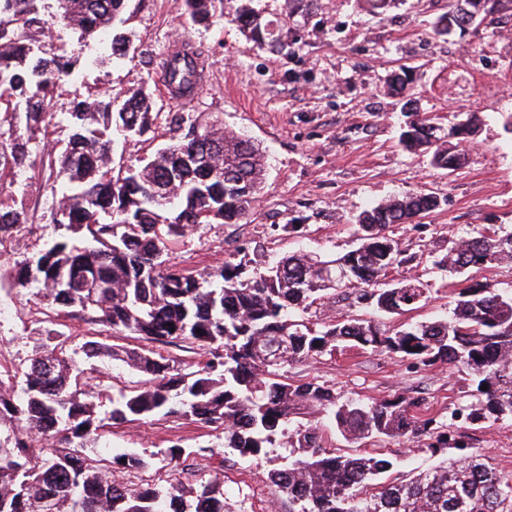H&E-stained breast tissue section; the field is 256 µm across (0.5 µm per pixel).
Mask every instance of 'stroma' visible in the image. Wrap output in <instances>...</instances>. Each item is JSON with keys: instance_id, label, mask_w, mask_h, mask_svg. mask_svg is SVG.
I'll return each mask as SVG.
<instances>
[{"instance_id": "1", "label": "stroma", "mask_w": 512, "mask_h": 512, "mask_svg": "<svg viewBox=\"0 0 512 512\" xmlns=\"http://www.w3.org/2000/svg\"><path fill=\"white\" fill-rule=\"evenodd\" d=\"M273 34L257 44L235 22L240 0H224L212 26L191 23L174 0H129L122 29L134 46L126 58L99 62L98 41H80L53 22L55 0L39 8L51 18L44 41L78 59L76 79L59 81L54 110L64 114L74 101L104 93L123 97L140 90L155 100V137L146 142H116L113 159L124 166L151 156L172 136L170 117L189 123H223L258 143L267 155L269 176L262 200L248 221L204 224L176 238L171 258L181 267L207 273L226 260L256 263L304 250L336 257L357 244L353 214L391 196L433 193L441 207L410 224L393 226L392 235L406 253L420 257L416 266L391 269L388 281L417 276L428 288L421 308L386 316L388 325L448 316L457 277L433 268L431 255L452 242L497 228L512 229V134L502 123L512 113V39L498 25L483 24L465 36L432 34L430 25L446 11L448 0H407L381 16L366 0H318L304 26L288 16L287 0H253ZM185 40L202 51L204 79L190 101L172 102L159 78L158 64L169 44ZM408 67L407 92L420 111L443 127L474 116L476 132L465 165L454 172L432 168L427 159L398 142L404 117L385 80ZM29 208L26 228L0 254V295L13 298L12 319L0 324V355L15 370L42 345V332L64 327L73 343L104 342L127 350L146 341L113 334L110 327L71 319L47 304L16 295L10 274L52 232L58 198L49 170L42 164L18 171L14 184L0 186ZM292 384L317 382L335 389L339 401L390 400L405 393L422 401L421 411L449 422L469 401L473 386L462 369L441 364L412 366L384 354L339 348L294 364ZM469 452L512 471V418L462 424L458 430ZM112 448L151 456L147 477L154 481L173 471L164 452L173 444L192 450L198 475L221 473L224 505L230 512H288L289 504L270 483L267 472L287 465L288 451L273 447L266 459H242L219 440L187 420L155 416L104 429ZM377 450L397 458L384 481H400L437 463L429 448L403 438H387Z\"/></svg>"}]
</instances>
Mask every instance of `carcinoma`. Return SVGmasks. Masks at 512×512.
<instances>
[{
	"label": "carcinoma",
	"mask_w": 512,
	"mask_h": 512,
	"mask_svg": "<svg viewBox=\"0 0 512 512\" xmlns=\"http://www.w3.org/2000/svg\"><path fill=\"white\" fill-rule=\"evenodd\" d=\"M38 2L0 0V176L35 164L39 134L53 120L67 124L70 135L47 157L51 189L61 195L62 223L21 263L14 287L117 333L195 345L208 358L187 371L153 350L123 357L102 342L73 348L65 333L53 335L54 345L35 351L15 371L10 392H0V512H224L223 481L216 475L190 489L172 479L135 487L110 474L144 470L140 454H117L102 469L92 465L87 450L97 446L105 421L156 415L190 420L244 459L265 458L285 437L283 445L302 454L269 470L267 479L299 506L297 512H512V471L479 455L464 454L408 481L381 484L378 477L394 467L382 454H338L323 445L316 427L288 432L293 416L317 407L355 443L424 437L434 451L464 448L436 416L421 413L416 398L339 404L328 386L288 383L289 366L338 347L412 365L461 367L478 393L465 421L512 417V293L487 281L453 289L445 319L391 329L373 318L321 324L304 318L316 301L347 289L380 315L419 308L427 300L420 278L385 281L388 270L417 260L389 229L432 213L440 198L415 192L361 210L351 219L358 244L339 258L299 251L259 268L226 261L207 274L184 269L171 261L173 240L199 224H237L253 213L268 179L264 151L221 124L185 128L175 116L174 135L147 163L112 166V126L129 127L132 139L146 138L153 100L141 91L120 103L106 94L77 101L57 116L54 86L76 71L37 40L48 24ZM177 2L194 24L214 22L216 0ZM459 2L448 0V10L433 23L434 35L467 31L470 20L460 14ZM125 8L126 0H57L55 18L88 40L111 31ZM235 21L259 44L269 34L247 5ZM203 74L204 60L195 50L160 62L163 85L182 97L194 95ZM387 85L412 111L399 133L403 148L423 154L434 168H461L465 154L458 145L470 137L474 121L445 129L414 111V101L405 98L406 74L390 75ZM160 187L173 199L169 211L153 204ZM27 221L25 207L0 200V239ZM504 262H512V231L461 238L432 256L435 268L458 277ZM346 270L351 278L333 281ZM90 281L106 288L93 291L86 287ZM97 357L121 361L145 379L129 390L93 396L84 365ZM485 384L488 389H481ZM34 431L50 444L35 446Z\"/></svg>",
	"instance_id": "cac0c4a2"
}]
</instances>
